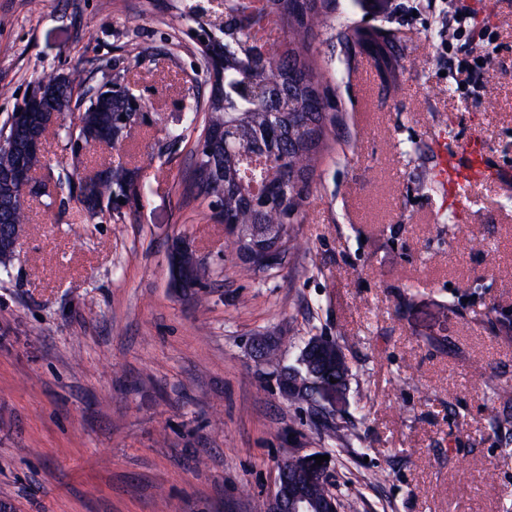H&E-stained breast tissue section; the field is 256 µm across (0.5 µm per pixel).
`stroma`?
<instances>
[{"label": "stroma", "instance_id": "1", "mask_svg": "<svg viewBox=\"0 0 512 512\" xmlns=\"http://www.w3.org/2000/svg\"><path fill=\"white\" fill-rule=\"evenodd\" d=\"M194 0H0V127L47 74L130 66L145 116L122 149L88 148L87 176L122 164L121 217L72 199L27 203L0 272V512H265L279 465L323 456L342 512H512V434L492 384L512 386V182L464 199L422 193L442 153L479 136L512 170V0H333L311 51L336 115L295 227L302 247L247 275L190 177L205 105L200 48L171 19ZM492 25L479 93L448 48V17ZM394 34L391 71L355 43ZM180 140H171V133ZM209 267L202 302L171 284L173 239ZM313 336L351 371L330 437L251 352L285 362Z\"/></svg>", "mask_w": 512, "mask_h": 512}]
</instances>
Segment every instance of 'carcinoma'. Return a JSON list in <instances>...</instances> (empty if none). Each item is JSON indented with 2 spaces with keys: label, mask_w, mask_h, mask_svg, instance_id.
<instances>
[{
  "label": "carcinoma",
  "mask_w": 512,
  "mask_h": 512,
  "mask_svg": "<svg viewBox=\"0 0 512 512\" xmlns=\"http://www.w3.org/2000/svg\"><path fill=\"white\" fill-rule=\"evenodd\" d=\"M327 0H228L223 25L215 38L222 52L221 96L205 104L208 122L224 127L221 140L209 144L204 156L210 164L206 179H192L195 197L224 208L238 224L276 225L274 238L289 253L298 248L294 225L300 223L307 198L312 163L320 153L331 118L326 90L310 56L314 30L325 25ZM198 32H211V22L195 6L172 20L173 28L186 22ZM83 80L59 88L83 113L84 127L67 137L78 145L83 129L98 127L120 106L112 96L97 100L82 92ZM42 125L17 133V149L0 154V230L23 229L25 211L17 205V188L1 174L16 166L34 168L41 159L27 151V141L41 134ZM61 188L71 199L90 197L94 205L110 202L135 182L134 171L110 168L106 180L90 183L76 172L58 173ZM304 389L289 400L310 402L325 382L318 364L295 366Z\"/></svg>",
  "instance_id": "carcinoma-1"
}]
</instances>
